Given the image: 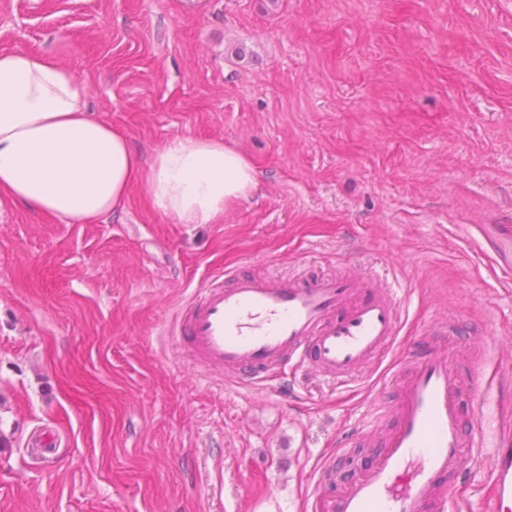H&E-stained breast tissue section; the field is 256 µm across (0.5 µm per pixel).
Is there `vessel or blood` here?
I'll return each instance as SVG.
<instances>
[{
  "instance_id": "vessel-or-blood-1",
  "label": "vessel or blood",
  "mask_w": 512,
  "mask_h": 512,
  "mask_svg": "<svg viewBox=\"0 0 512 512\" xmlns=\"http://www.w3.org/2000/svg\"><path fill=\"white\" fill-rule=\"evenodd\" d=\"M401 303L393 289L363 276L320 277L302 283L269 277L212 279L183 308L174 325L187 337L190 358L210 369L234 370L240 379L266 381L270 371L287 378L289 366L316 369L345 381L394 343ZM450 322L439 319L426 335L432 351L398 375L396 424L368 474L337 497L317 500L315 512H426L438 503L448 475L473 461L478 430H464L458 405V370L447 349ZM493 495L487 512H512V439L490 458Z\"/></svg>"
}]
</instances>
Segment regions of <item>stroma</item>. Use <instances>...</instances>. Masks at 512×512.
I'll use <instances>...</instances> for the list:
<instances>
[{
	"instance_id": "stroma-1",
	"label": "stroma",
	"mask_w": 512,
	"mask_h": 512,
	"mask_svg": "<svg viewBox=\"0 0 512 512\" xmlns=\"http://www.w3.org/2000/svg\"><path fill=\"white\" fill-rule=\"evenodd\" d=\"M48 54L143 157L220 138L257 191L220 224L125 211L66 224L0 202V512H306L366 474L391 377L454 325L476 464L446 482L484 512L492 415L473 370L512 376V0H0V53ZM357 273L400 291V332L347 387L193 363L170 330L226 273ZM59 437L56 457L39 430Z\"/></svg>"
}]
</instances>
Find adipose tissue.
<instances>
[{
	"label": "adipose tissue",
	"mask_w": 512,
	"mask_h": 512,
	"mask_svg": "<svg viewBox=\"0 0 512 512\" xmlns=\"http://www.w3.org/2000/svg\"><path fill=\"white\" fill-rule=\"evenodd\" d=\"M89 83L54 57L0 54V200L68 224L125 210L133 186L174 224H220L256 188L255 170L219 139L176 137L143 161L91 112Z\"/></svg>",
	"instance_id": "1"
}]
</instances>
